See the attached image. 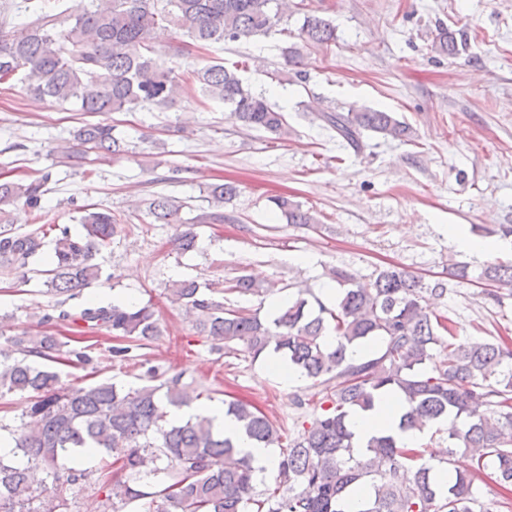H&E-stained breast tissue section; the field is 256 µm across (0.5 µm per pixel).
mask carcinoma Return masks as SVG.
Wrapping results in <instances>:
<instances>
[{"label":"carcinoma","instance_id":"cac0c4a2","mask_svg":"<svg viewBox=\"0 0 512 512\" xmlns=\"http://www.w3.org/2000/svg\"><path fill=\"white\" fill-rule=\"evenodd\" d=\"M30 18L21 27L2 30L0 81L17 80L36 98L75 103L89 113L131 111L151 104L167 107L183 89L181 75L155 57L151 32L165 23L198 47L267 36L275 31L288 0H69L60 12L46 0H25ZM305 41L327 46L336 41L330 21L310 15L301 28ZM430 51L458 55L454 35L437 28ZM239 64L221 61L191 72L202 95L228 105L248 129L277 137L288 135L282 110L243 85ZM325 125L348 145L362 147L364 133L404 139L411 127L380 109L321 113ZM115 126L88 123L78 131L84 146L124 151ZM51 174L21 181H0V204L23 202L41 210ZM236 186L220 183L209 193L211 211L198 224L224 223V199ZM290 224H316L317 218L286 197L274 199ZM182 205L164 196L149 202L157 224H177ZM82 232L66 225L19 234L0 229V267L25 277L33 259L52 246L46 287L73 299L102 279L100 249L118 233L122 217L109 209L81 208ZM181 251L196 246L187 228L173 239ZM336 283V302L327 306L310 289H300L274 316L262 319L243 308L230 309L195 280H174L169 299L183 306L198 333L224 344L243 345L255 357L268 351L307 379L329 390V407L282 448L276 465V488L255 498L256 468L224 435L214 432L210 417L196 414L171 424L172 409L200 398L196 389L173 376L160 386L125 388L111 381L63 386L53 365L65 359L88 365V347H69L51 333L15 335L0 349V396L29 398L28 421L0 431L11 436L12 457L0 456V512H67L69 497L80 486L101 496V512H138L141 502L156 512H344V501L360 485L370 489L359 512H483L479 476L490 469L504 489L512 488V343L462 341L449 319L430 309V301L447 293L444 283L424 282L398 267L379 270L364 284L343 268L328 272ZM477 279L512 288V264L481 268ZM53 319L82 322L128 342L114 346L123 361L133 346H145L160 329L149 305L90 304L78 313L65 310ZM335 337L329 344L325 337ZM382 347L357 362L351 347ZM432 368H427V365ZM396 392L407 411L401 428L423 430L449 416L460 426L448 431L445 455L423 460L391 435L374 437L365 452L355 450L350 416L373 409L378 396ZM226 413L242 424L244 434L265 448H281L282 434L261 410L229 402ZM86 448L104 455L83 468ZM469 453L472 468L456 473L449 484L437 474L458 453ZM124 474L116 480L112 470Z\"/></svg>","mask_w":512,"mask_h":512}]
</instances>
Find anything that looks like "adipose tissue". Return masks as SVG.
Instances as JSON below:
<instances>
[{"label": "adipose tissue", "instance_id": "obj_1", "mask_svg": "<svg viewBox=\"0 0 512 512\" xmlns=\"http://www.w3.org/2000/svg\"><path fill=\"white\" fill-rule=\"evenodd\" d=\"M405 412L403 402L396 394H385L381 400L376 401L373 410L353 414L349 427L354 434V440L358 445H367L375 436L391 435L400 444L407 447H415L424 434L419 430H404L400 427V419ZM212 418L216 432L231 438L243 452L252 456L255 466L265 470H272L276 464L275 451L271 448H263L244 437L237 426L234 417L226 415L223 406L211 407L208 411Z\"/></svg>", "mask_w": 512, "mask_h": 512}]
</instances>
